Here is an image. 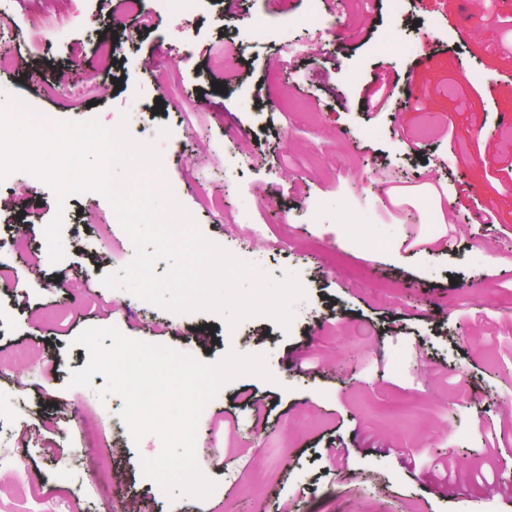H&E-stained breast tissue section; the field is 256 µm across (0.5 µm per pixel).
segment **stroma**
<instances>
[{
    "label": "stroma",
    "instance_id": "1",
    "mask_svg": "<svg viewBox=\"0 0 512 512\" xmlns=\"http://www.w3.org/2000/svg\"><path fill=\"white\" fill-rule=\"evenodd\" d=\"M320 4L319 28L293 24L307 0H200L150 11L145 30L128 0H0V32L30 20L0 99L48 127L126 124L156 144L159 184L204 237L265 257L273 279L306 278L287 329L139 305L101 282L136 255L106 198L62 210L44 180L13 172L0 184V433L27 472L0 471V512H28L41 488L77 512H512V6ZM46 22L66 38L47 40ZM389 33L417 52L377 54ZM382 74L398 75L394 96L366 110ZM484 209L496 223H478ZM58 215L70 255L54 265L41 233ZM111 326L206 363L266 354L273 381L239 377L200 415L207 499H169L144 475L162 442H133L122 398L98 395L104 376L72 385L89 359L76 337Z\"/></svg>",
    "mask_w": 512,
    "mask_h": 512
}]
</instances>
